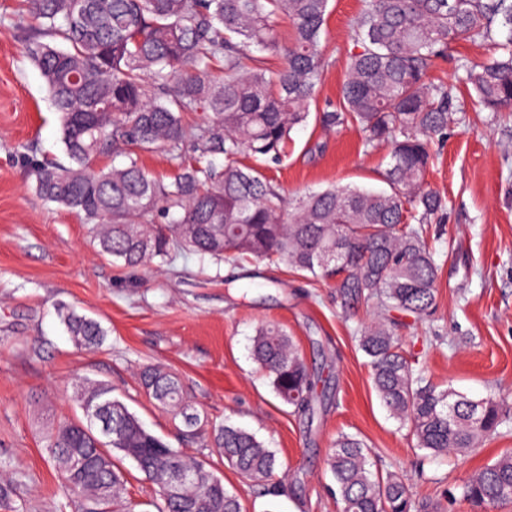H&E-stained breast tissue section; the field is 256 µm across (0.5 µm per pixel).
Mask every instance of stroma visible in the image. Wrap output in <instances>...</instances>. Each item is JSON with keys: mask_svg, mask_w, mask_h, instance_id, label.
Masks as SVG:
<instances>
[{"mask_svg": "<svg viewBox=\"0 0 512 512\" xmlns=\"http://www.w3.org/2000/svg\"><path fill=\"white\" fill-rule=\"evenodd\" d=\"M17 0H0V512H79L43 449L38 393L57 413L82 410L61 385L89 377L114 394L146 428L176 443L169 416L141 392L137 374L161 363L190 387L217 422L248 429L274 451L283 495H259L212 449L187 454L213 464L244 512H339L328 454L340 433L363 439L374 468L406 475L417 501L441 512H473L455 488L512 448V434L450 456L423 457L382 405L357 329L369 305L344 307L335 289L264 263L156 262L131 271L100 257L89 224L42 200L30 159L62 158L57 115L39 70L25 54ZM363 0H330L321 37L328 62L318 109L338 102L350 47L348 33ZM487 46L453 45L437 75L456 85L463 118L450 123L432 187L445 197L441 223L430 225L441 258L431 318L399 330L408 357L438 384L512 407V111H476L458 85V64L481 62ZM385 148L365 151L357 129L327 131L319 122L291 136L281 163L265 167L286 195L328 184L384 188ZM233 286H225V279ZM100 321L97 348L78 349L58 305ZM283 325L315 374L313 416L291 413L253 361L259 323Z\"/></svg>", "mask_w": 512, "mask_h": 512, "instance_id": "1", "label": "stroma"}]
</instances>
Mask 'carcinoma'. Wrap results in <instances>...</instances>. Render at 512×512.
I'll return each instance as SVG.
<instances>
[{"label":"carcinoma","mask_w":512,"mask_h":512,"mask_svg":"<svg viewBox=\"0 0 512 512\" xmlns=\"http://www.w3.org/2000/svg\"><path fill=\"white\" fill-rule=\"evenodd\" d=\"M330 0H19L27 56L40 71L59 119L67 163L32 164L46 202L93 225L97 252L126 269L182 254L284 266L332 284L341 302H373L359 331L373 386L432 456L474 448L512 431V412L495 396L468 398L438 386L403 354L397 316L427 319L437 301L440 254L428 242L446 200L426 176L448 137L453 89L433 78L452 44L490 42L497 52L460 63L474 103L512 107V0H364L350 32L338 103L319 115L326 129L354 126L363 146H387L388 189L329 185L293 200L264 175L295 130L307 125L326 64L321 48ZM288 20L291 41L281 39ZM162 151L170 180L147 173L145 153ZM111 153L119 165L100 163ZM79 348L103 342L94 318L62 306ZM253 360L293 412L313 409L315 382L294 338L259 325ZM143 394L168 414L180 439L217 448L266 496L280 493L276 457L255 434L216 424L182 378L163 364L139 373ZM85 406L112 385L83 379ZM112 439L88 418L41 417L46 453L81 512H134L116 449L155 486L156 512H243L210 464L148 431L112 398ZM80 457L84 465H72ZM343 512H411L409 484L372 469L363 440L340 434L328 458ZM191 481L178 488L169 477ZM481 512L512 503V452L458 486Z\"/></svg>","instance_id":"obj_1"}]
</instances>
